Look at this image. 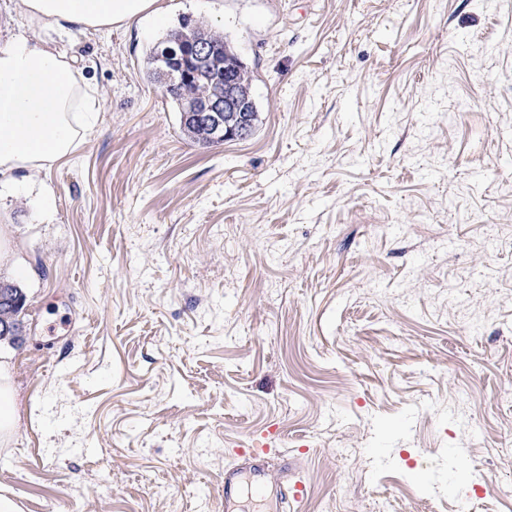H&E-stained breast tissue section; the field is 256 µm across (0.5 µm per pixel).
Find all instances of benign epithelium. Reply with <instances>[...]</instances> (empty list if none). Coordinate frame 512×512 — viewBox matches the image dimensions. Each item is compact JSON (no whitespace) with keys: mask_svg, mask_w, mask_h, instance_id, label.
I'll return each mask as SVG.
<instances>
[{"mask_svg":"<svg viewBox=\"0 0 512 512\" xmlns=\"http://www.w3.org/2000/svg\"><path fill=\"white\" fill-rule=\"evenodd\" d=\"M210 57V47L204 43H198L189 66L181 67L179 78L175 79L165 72L162 74V79L169 85L183 86L179 93L182 102L186 103V111L196 112L198 117L206 123L224 128V140L244 139L247 135L246 122L247 112H249L247 98L230 91L200 98L185 90V87L199 83Z\"/></svg>","mask_w":512,"mask_h":512,"instance_id":"7a95c632","label":"benign epithelium"}]
</instances>
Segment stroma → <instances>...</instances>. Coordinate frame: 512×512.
Returning <instances> with one entry per match:
<instances>
[{"mask_svg": "<svg viewBox=\"0 0 512 512\" xmlns=\"http://www.w3.org/2000/svg\"><path fill=\"white\" fill-rule=\"evenodd\" d=\"M163 5L57 40L97 131L42 174L51 213L0 189L26 296L0 495L218 512L270 431L300 512H512V0ZM184 19L251 71L253 136L194 143L148 76ZM178 32L179 31L171 33L167 38L154 45L147 53L149 77L156 81L160 78V73L157 70V63L160 61V56H163V51L167 46L173 44L175 41H181L183 46H187L188 48L193 46V43L188 39H184L180 34H178Z\"/></svg>", "mask_w": 512, "mask_h": 512, "instance_id": "obj_1", "label": "stroma"}]
</instances>
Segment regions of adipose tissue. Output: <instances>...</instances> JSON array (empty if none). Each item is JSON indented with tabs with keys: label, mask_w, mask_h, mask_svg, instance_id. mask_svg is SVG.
<instances>
[{
	"label": "adipose tissue",
	"mask_w": 512,
	"mask_h": 512,
	"mask_svg": "<svg viewBox=\"0 0 512 512\" xmlns=\"http://www.w3.org/2000/svg\"><path fill=\"white\" fill-rule=\"evenodd\" d=\"M30 24L59 32L103 30L147 18L160 19V0H18ZM100 91L75 58L49 40L20 33L0 45V186L37 193L53 207L38 176L74 154L95 131Z\"/></svg>",
	"instance_id": "ef3b65f1"
}]
</instances>
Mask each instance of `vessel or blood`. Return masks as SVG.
<instances>
[{
	"label": "vessel or blood",
	"instance_id": "vessel-or-blood-1",
	"mask_svg": "<svg viewBox=\"0 0 512 512\" xmlns=\"http://www.w3.org/2000/svg\"><path fill=\"white\" fill-rule=\"evenodd\" d=\"M269 444L238 445L235 460L224 469L222 512H243L246 499H255L259 512H284L287 505L303 504L308 487L293 456L280 453V469L271 472Z\"/></svg>",
	"mask_w": 512,
	"mask_h": 512
}]
</instances>
